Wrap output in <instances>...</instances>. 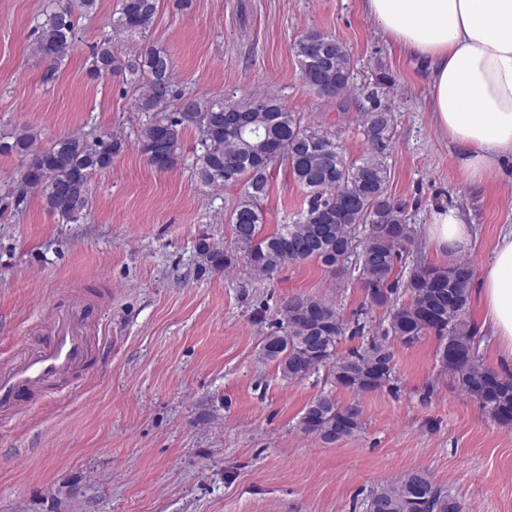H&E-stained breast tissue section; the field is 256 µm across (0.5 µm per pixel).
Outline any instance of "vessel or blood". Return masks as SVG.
I'll return each instance as SVG.
<instances>
[{
	"label": "vessel or blood",
	"mask_w": 512,
	"mask_h": 512,
	"mask_svg": "<svg viewBox=\"0 0 512 512\" xmlns=\"http://www.w3.org/2000/svg\"><path fill=\"white\" fill-rule=\"evenodd\" d=\"M99 319L82 293L52 303L33 327L35 344L0 361V421L27 414L49 388L73 386L97 368Z\"/></svg>",
	"instance_id": "1"
}]
</instances>
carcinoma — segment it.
I'll return each mask as SVG.
<instances>
[{
	"mask_svg": "<svg viewBox=\"0 0 512 512\" xmlns=\"http://www.w3.org/2000/svg\"><path fill=\"white\" fill-rule=\"evenodd\" d=\"M158 0H119L109 27L142 35L150 30ZM78 18L72 0H49L33 54L44 65L42 83L55 81L75 44ZM304 82L327 97L348 89L351 60L347 47L318 30L305 32L293 45ZM92 74L121 76L132 84L138 112L155 115L141 127V153L159 171L174 167L181 157L184 132L200 134L193 169L208 187L241 185L231 214L232 246L220 247L202 238L196 250L201 266L224 272L243 258L259 276L270 278L288 262L315 260L331 273L358 267L370 305L389 308L383 336L405 345L427 335L439 340L438 359L451 373L458 390L476 401L502 424H512V375L484 367L477 356L478 340L468 320L472 266L463 260L443 265L419 261L404 282L394 279L402 250L414 240L404 208L388 193L387 158L393 144V115L378 103L361 110L365 155L347 157L339 136L303 121L275 98L213 99L178 95L170 55L143 45L131 55L112 45L104 33L93 47ZM174 107V116L165 114ZM123 140L108 136L89 140L62 136L42 146L37 133L23 128L0 154L22 161L15 189L17 201L38 193L48 211L71 222L89 202L94 175L112 166ZM299 184L307 208L292 224L264 236V201L275 172ZM408 299L399 303L398 287ZM348 324L335 305L303 294L283 304L277 330L262 341L264 358L277 364L281 376L302 380L330 365L334 383L355 392L374 391L392 380L394 352L383 341L337 355ZM361 409L341 405L328 394L313 399L300 420L301 430L332 443L363 429ZM367 512H462L460 502L437 485L424 470H412L374 492Z\"/></svg>",
	"mask_w": 512,
	"mask_h": 512,
	"instance_id": "cac0c4a2",
	"label": "carcinoma"
}]
</instances>
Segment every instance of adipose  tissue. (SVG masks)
<instances>
[{"instance_id": "adipose-tissue-1", "label": "adipose tissue", "mask_w": 512, "mask_h": 512, "mask_svg": "<svg viewBox=\"0 0 512 512\" xmlns=\"http://www.w3.org/2000/svg\"><path fill=\"white\" fill-rule=\"evenodd\" d=\"M364 14L399 53L427 71V108L455 148L458 171L474 182L499 178L512 162V0H361ZM469 217L437 209L429 243L467 252ZM485 325L512 361V228L503 230L478 281Z\"/></svg>"}]
</instances>
